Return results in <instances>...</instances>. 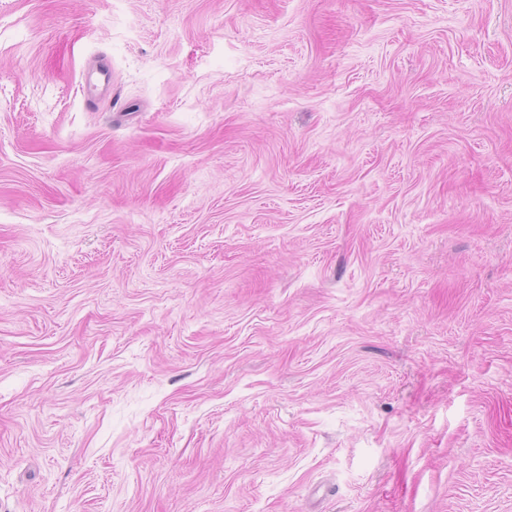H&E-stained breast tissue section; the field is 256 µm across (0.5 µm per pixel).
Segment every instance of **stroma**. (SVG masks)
<instances>
[{"mask_svg": "<svg viewBox=\"0 0 512 512\" xmlns=\"http://www.w3.org/2000/svg\"><path fill=\"white\" fill-rule=\"evenodd\" d=\"M0 512H512V0H0Z\"/></svg>", "mask_w": 512, "mask_h": 512, "instance_id": "stroma-1", "label": "stroma"}]
</instances>
